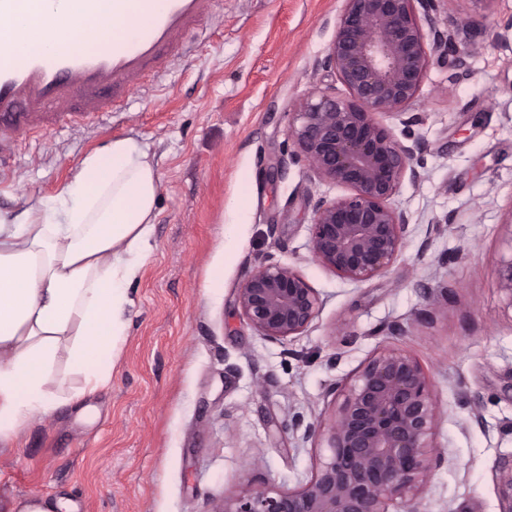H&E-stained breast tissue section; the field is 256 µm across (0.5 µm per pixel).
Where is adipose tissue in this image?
<instances>
[{"mask_svg": "<svg viewBox=\"0 0 512 512\" xmlns=\"http://www.w3.org/2000/svg\"><path fill=\"white\" fill-rule=\"evenodd\" d=\"M157 190L145 146L120 139L34 208L0 215V440L80 399L69 376L53 375L60 352L86 385L107 382L152 250Z\"/></svg>", "mask_w": 512, "mask_h": 512, "instance_id": "obj_1", "label": "adipose tissue"}]
</instances>
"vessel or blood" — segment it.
Masks as SVG:
<instances>
[{
  "instance_id": "b4317fda",
  "label": "vessel or blood",
  "mask_w": 512,
  "mask_h": 512,
  "mask_svg": "<svg viewBox=\"0 0 512 512\" xmlns=\"http://www.w3.org/2000/svg\"><path fill=\"white\" fill-rule=\"evenodd\" d=\"M220 0H71L69 21L88 41L85 50L37 44L19 52L0 49V179L9 176L16 152L32 136L75 127L105 115L112 102L145 78L160 73L187 37L219 9ZM96 17L131 24L111 43L87 29Z\"/></svg>"
}]
</instances>
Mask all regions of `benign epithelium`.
<instances>
[{"mask_svg": "<svg viewBox=\"0 0 512 512\" xmlns=\"http://www.w3.org/2000/svg\"><path fill=\"white\" fill-rule=\"evenodd\" d=\"M344 2L325 67L346 94L330 86L311 91L293 113L289 138L295 156L319 179L348 190L314 205L311 251L337 277L359 283L385 274L399 256L409 218L390 200L405 174L420 180L412 160L422 143L403 144L381 117L405 114L430 53L464 68L478 49L477 22L457 17L440 30L442 0ZM498 279L512 307V258L501 261ZM237 304L269 341L306 332L322 308L318 291L277 262L255 269L239 288ZM334 395L329 417L305 430L324 437L330 451L310 479L288 490L251 485L213 498L210 512H389L397 501L405 512H418L419 494L444 459L434 446L438 410L421 364L383 346ZM495 479L500 512H512V455L498 460Z\"/></svg>", "mask_w": 512, "mask_h": 512, "instance_id": "1", "label": "benign epithelium"}]
</instances>
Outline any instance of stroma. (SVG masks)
<instances>
[{"label":"stroma","mask_w":512,"mask_h":512,"mask_svg":"<svg viewBox=\"0 0 512 512\" xmlns=\"http://www.w3.org/2000/svg\"><path fill=\"white\" fill-rule=\"evenodd\" d=\"M344 0H221L206 33L155 86L88 129L40 134L0 185V212L53 194L93 150L146 145L158 177L153 247L129 294L108 385L36 416L0 442V500L38 495L72 512H209L252 484L306 481L328 450L302 429L379 347L431 380L444 461L419 512H500L498 458L512 453V0H442L478 16L482 50L457 69L430 60L398 139L419 138L391 205L410 220L388 271L350 283L315 260L312 209L344 195L293 159L289 125L318 87L345 88L324 60ZM271 260L297 270L322 311L303 334L258 335L237 292ZM219 284H210L213 273ZM480 399L479 414L470 403ZM259 459L258 468L247 462Z\"/></svg>","instance_id":"1"}]
</instances>
